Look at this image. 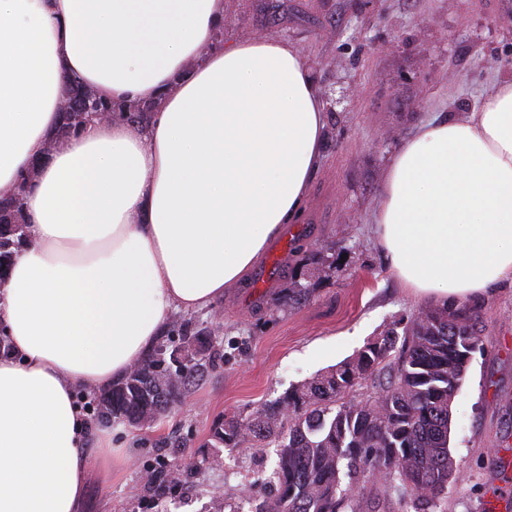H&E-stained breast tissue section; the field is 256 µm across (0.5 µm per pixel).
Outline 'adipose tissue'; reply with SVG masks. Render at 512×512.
<instances>
[{
  "label": "adipose tissue",
  "mask_w": 512,
  "mask_h": 512,
  "mask_svg": "<svg viewBox=\"0 0 512 512\" xmlns=\"http://www.w3.org/2000/svg\"><path fill=\"white\" fill-rule=\"evenodd\" d=\"M223 29L224 0H0V192L27 181L29 240L0 283V512H78V391L126 377L172 311L223 298L301 217L324 98L294 44ZM73 78L156 114L56 137ZM372 222L394 275L438 306L512 277L511 79L415 129Z\"/></svg>",
  "instance_id": "1"
}]
</instances>
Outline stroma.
I'll use <instances>...</instances> for the list:
<instances>
[{"instance_id":"1","label":"stroma","mask_w":512,"mask_h":512,"mask_svg":"<svg viewBox=\"0 0 512 512\" xmlns=\"http://www.w3.org/2000/svg\"><path fill=\"white\" fill-rule=\"evenodd\" d=\"M264 35L304 53L327 108L300 233L261 255L279 273L252 301L237 285L205 310L172 313L160 341L207 331L223 358L154 422L113 421L123 464L112 474L100 449L87 448L80 512H216L218 496L239 503L243 489L265 486L275 445L217 448L213 428L250 416L428 307L374 244L386 166L418 125L471 110L492 77L512 78V0H226L225 40ZM352 87L357 95L347 96ZM303 273L312 293L289 302L288 286ZM474 310L485 327L453 403L459 477L441 512H488L491 491L512 487V281ZM163 464L192 471L160 502L147 475Z\"/></svg>"}]
</instances>
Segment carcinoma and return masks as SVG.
<instances>
[{
    "label": "carcinoma",
    "instance_id": "obj_1",
    "mask_svg": "<svg viewBox=\"0 0 512 512\" xmlns=\"http://www.w3.org/2000/svg\"><path fill=\"white\" fill-rule=\"evenodd\" d=\"M141 122L149 105L126 108L73 80L57 135L82 125L86 103ZM24 186L0 195V275L22 241ZM482 320L469 308H426L393 323L354 358L213 430L215 444H276L275 495L255 492L250 512H431L458 465L448 447L452 404ZM216 337L197 332L155 351L98 400L96 414L132 425L154 421L214 364ZM366 387L368 392L359 389ZM382 487L364 499L367 482Z\"/></svg>",
    "mask_w": 512,
    "mask_h": 512
}]
</instances>
